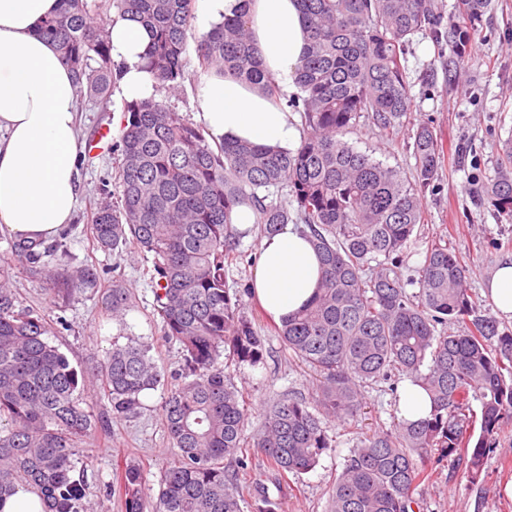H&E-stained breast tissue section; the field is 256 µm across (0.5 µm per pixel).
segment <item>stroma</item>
I'll return each mask as SVG.
<instances>
[{
    "mask_svg": "<svg viewBox=\"0 0 512 512\" xmlns=\"http://www.w3.org/2000/svg\"><path fill=\"white\" fill-rule=\"evenodd\" d=\"M201 30L191 26L184 57L185 89L169 96L158 90L157 100H171L194 123H201L199 88L205 77L196 58V40ZM412 111L416 119L430 124L447 146L439 178L424 198L425 221L404 249L405 277H413L423 263L429 240L439 239L461 256L470 276L468 286L481 311L499 317L486 284L500 260L512 256V215L501 212L486 189L497 176V166L512 142V0H491L471 34L464 62H457L451 48L437 45L430 36L416 34L405 56ZM357 150L411 176L414 158L412 133L402 130L385 137L379 129L360 119L346 135ZM118 160L114 153L80 155L78 201L62 241L77 261L91 266L100 276L95 287L75 292L67 301L55 300L44 280L29 277L14 265L13 237L0 229V266L9 265L20 305L44 315L51 324L50 342L58 345L79 369L106 358L113 344L134 340L146 345L162 376L182 366L178 344L166 342L162 322L154 310L151 284L143 277L141 259L131 249L105 252L97 248L90 233L91 209L104 187L114 186ZM263 239L259 225H252L241 238L238 257L225 268V281L241 295L245 312L258 302L250 288L258 267ZM120 275L131 294L122 320H115L102 300L113 275ZM512 328V319L499 317ZM272 317L263 316L254 327L264 343V358L257 365L230 366L231 382L247 397L250 416L246 434L262 423L265 409L283 395L309 394L312 379L290 357L280 336L272 330ZM164 387L145 391L141 407L131 418L116 419L99 382L89 381L77 395L83 408L107 420L110 433L105 447L76 449L74 474L82 480L87 512H124L119 494H106L115 482L117 462H135L142 469L149 500H156L159 481L172 462V448L162 417ZM366 404L356 422H328L331 447L311 472L292 477L282 512H328L329 488L357 438L390 426L399 416V391L381 382L367 388ZM432 484L419 486L422 512H512V420H505L498 445L484 465L478 481L452 471L447 461L434 464Z\"/></svg>",
    "mask_w": 512,
    "mask_h": 512,
    "instance_id": "stroma-1",
    "label": "stroma"
}]
</instances>
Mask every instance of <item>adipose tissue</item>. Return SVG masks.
I'll return each mask as SVG.
<instances>
[{
	"label": "adipose tissue",
	"instance_id": "adipose-tissue-1",
	"mask_svg": "<svg viewBox=\"0 0 512 512\" xmlns=\"http://www.w3.org/2000/svg\"><path fill=\"white\" fill-rule=\"evenodd\" d=\"M58 0H0V225L17 238L47 241L70 223L78 195L77 87L70 66L39 34ZM250 29L266 69L290 87L306 47L296 0H252ZM105 29L121 67L127 100L153 97L145 70L151 43L145 26L109 14ZM203 120L214 138L286 149L299 132L287 110L236 80L208 76L199 92ZM321 264L295 225L265 240L253 289L265 310L282 318L314 295Z\"/></svg>",
	"mask_w": 512,
	"mask_h": 512
}]
</instances>
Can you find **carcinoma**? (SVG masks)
Instances as JSON below:
<instances>
[{"mask_svg": "<svg viewBox=\"0 0 512 512\" xmlns=\"http://www.w3.org/2000/svg\"><path fill=\"white\" fill-rule=\"evenodd\" d=\"M250 2L241 0L234 16L199 37L196 56L203 71L259 88L277 104L278 85L249 27ZM297 2L309 37L294 74L301 95L292 106L303 128L296 149L216 141L164 101L123 103V133L112 147L120 155L118 197L105 190L95 203L93 236L104 251L132 248L143 258L163 335L183 356L162 406L177 459L163 471L155 503L143 492L141 470L122 467L125 512H244V503L252 512H279L281 502L247 472L248 453L262 454L267 479L290 488L289 475L313 470L330 448L327 421L355 418L364 388L396 373L427 393L430 414L359 439L329 489L330 512H418L414 492L434 480L432 460L446 457L478 480L512 417V329L481 312L460 258L431 242L417 269L418 292L406 291L404 247L438 178L442 138L418 124L412 182L344 140L363 114L388 135L411 123L403 60L413 35L448 43L462 60L469 31L443 26L438 0ZM488 6L458 0V15L472 22ZM111 9L149 30L145 68L158 86L180 91L193 0H59L40 34L72 69L79 93L108 109L115 64L97 17ZM488 192L512 211V149ZM242 206L268 238L287 224L303 225L323 270L310 303L277 327L315 393L280 399L248 439L247 403L217 365L224 353L239 365L263 360L261 337L225 281L242 235L233 214ZM14 251L22 271L46 280L62 301L96 282L94 269L73 265L60 243L50 249L19 240ZM50 251L61 252L55 269L42 262ZM129 299L122 279L112 278V315L121 316ZM454 323L464 330H446ZM49 334L45 318L18 306L8 273H0V504L26 487L45 512H81L73 452L107 425L75 392L99 377L112 412L132 415L161 375L147 349L131 342L114 346L91 372L79 371Z\"/></svg>", "mask_w": 512, "mask_h": 512, "instance_id": "1", "label": "carcinoma"}]
</instances>
